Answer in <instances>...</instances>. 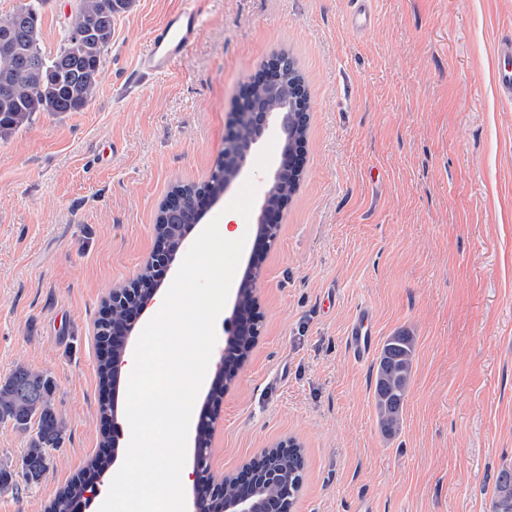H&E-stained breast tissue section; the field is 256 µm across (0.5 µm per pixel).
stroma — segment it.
<instances>
[{
  "instance_id": "obj_1",
  "label": "stroma",
  "mask_w": 512,
  "mask_h": 512,
  "mask_svg": "<svg viewBox=\"0 0 512 512\" xmlns=\"http://www.w3.org/2000/svg\"><path fill=\"white\" fill-rule=\"evenodd\" d=\"M72 0H48L56 53ZM180 0H135L114 21L104 75L79 112H39L0 139V378L51 377L65 429L35 483L0 512H45L98 455L94 323L154 247L157 209L207 180L231 112L288 51L312 108L300 186L257 263L262 315L223 398L209 464L230 473L280 440L305 460L293 512H492L512 469V100L495 84L512 0H207L167 75L140 71L152 28ZM372 311L375 347L416 338L403 424L377 420L374 360L348 326Z\"/></svg>"
}]
</instances>
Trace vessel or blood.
I'll use <instances>...</instances> for the list:
<instances>
[{
	"label": "vessel or blood",
	"mask_w": 512,
	"mask_h": 512,
	"mask_svg": "<svg viewBox=\"0 0 512 512\" xmlns=\"http://www.w3.org/2000/svg\"><path fill=\"white\" fill-rule=\"evenodd\" d=\"M204 3L205 0H181L177 9L153 27L150 46L139 57L141 70L155 73L174 71L205 25ZM346 345L356 360L363 361L371 355L374 336L369 309L358 311L349 326Z\"/></svg>",
	"instance_id": "1"
}]
</instances>
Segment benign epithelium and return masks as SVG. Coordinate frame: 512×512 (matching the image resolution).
Returning <instances> with one entry per match:
<instances>
[{
  "label": "benign epithelium",
  "mask_w": 512,
  "mask_h": 512,
  "mask_svg": "<svg viewBox=\"0 0 512 512\" xmlns=\"http://www.w3.org/2000/svg\"><path fill=\"white\" fill-rule=\"evenodd\" d=\"M294 66L292 60L278 54L269 58L265 65L252 75L232 113V124L241 117L249 121L251 134L239 139L235 131H230L224 139V155L216 162V170H224L225 188H230L237 176L245 173L248 155L257 144L274 130L278 133L282 146L274 166L271 183L264 192L263 202L256 217V236L253 250L262 253L269 249L270 234L279 229V222L289 198L283 196L286 178L301 176L304 168L305 138L295 135L294 126L307 121L310 98L305 88L296 85L294 91L285 96L281 93L285 72ZM217 202V197L209 192L195 196L192 223L182 225L181 233L172 239L155 238L153 250L148 259V272L152 278L142 287L115 288L112 290V305L122 306V318L112 330V342L99 343L100 360L112 364V391H117L125 354L137 316L152 304L153 298L163 283L166 273L185 249L192 225L198 224ZM258 310L253 317L242 314L239 306H234L232 316L227 320V336L220 359L216 364V375L212 387L225 389L244 367L248 352L247 345L255 343L259 331ZM221 403L208 401L200 415L197 430L212 432L218 418ZM209 458L202 448L197 449L191 478L193 480V512H291V504L298 488L288 483L278 472L266 470L253 459L231 474L216 476L205 469L204 462ZM106 471H95V480L83 477L77 481L83 487L84 501L74 504L71 509L81 512L99 494V483ZM249 482V488L236 491L234 495L224 494V484L241 481Z\"/></svg>",
  "instance_id": "1"
}]
</instances>
